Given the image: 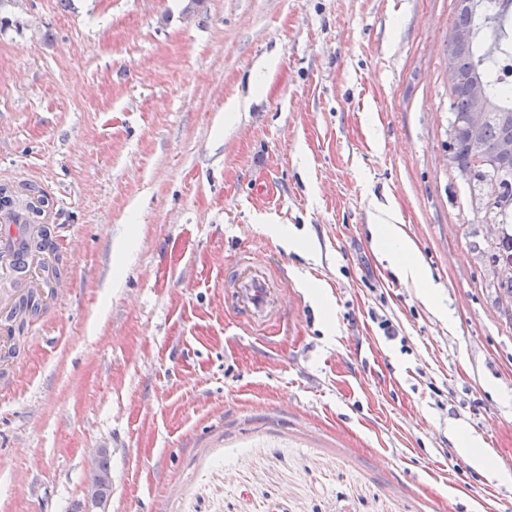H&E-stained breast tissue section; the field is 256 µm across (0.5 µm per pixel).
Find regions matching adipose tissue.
<instances>
[{
    "mask_svg": "<svg viewBox=\"0 0 512 512\" xmlns=\"http://www.w3.org/2000/svg\"><path fill=\"white\" fill-rule=\"evenodd\" d=\"M373 246L391 261L405 282L420 289L429 305H437L438 300L431 290L429 272L416 245L403 231L402 221L396 211L384 213L374 224Z\"/></svg>",
    "mask_w": 512,
    "mask_h": 512,
    "instance_id": "adipose-tissue-1",
    "label": "adipose tissue"
}]
</instances>
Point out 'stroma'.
Wrapping results in <instances>:
<instances>
[{
	"mask_svg": "<svg viewBox=\"0 0 512 512\" xmlns=\"http://www.w3.org/2000/svg\"><path fill=\"white\" fill-rule=\"evenodd\" d=\"M453 21L454 0H0V185L60 228V287L0 378V512H73L99 448L105 512H512V309L448 168ZM387 209L442 311L374 250ZM243 258L284 279L278 322L226 310ZM459 451L466 454L471 463L478 468L496 470L497 462L494 453L489 448H479V443L467 433L457 435Z\"/></svg>",
	"mask_w": 512,
	"mask_h": 512,
	"instance_id": "35a3bbf8",
	"label": "stroma"
}]
</instances>
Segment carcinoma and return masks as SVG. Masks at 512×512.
I'll return each instance as SVG.
<instances>
[{
  "label": "carcinoma",
  "mask_w": 512,
  "mask_h": 512,
  "mask_svg": "<svg viewBox=\"0 0 512 512\" xmlns=\"http://www.w3.org/2000/svg\"><path fill=\"white\" fill-rule=\"evenodd\" d=\"M471 7L456 5L452 30L473 31V42L451 48L448 78L450 114L448 126V167L467 185L472 209L481 222L495 227L487 249L488 259L498 271L499 287L512 303V156L504 157L500 147L512 143V87L500 81V62L512 56V0H473ZM473 79L486 89L487 115L476 128L467 123L473 107L467 84ZM41 294L35 290L21 298L5 321L23 334L26 319L37 313Z\"/></svg>",
  "instance_id": "carcinoma-1"
}]
</instances>
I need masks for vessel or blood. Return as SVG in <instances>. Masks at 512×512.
<instances>
[{
	"label": "vessel or blood",
	"instance_id": "vessel-or-blood-1",
	"mask_svg": "<svg viewBox=\"0 0 512 512\" xmlns=\"http://www.w3.org/2000/svg\"><path fill=\"white\" fill-rule=\"evenodd\" d=\"M41 225L25 222L21 211L0 207V279L33 281L43 254L29 248L28 243L40 235ZM230 296L231 310H245L251 323L264 324L275 318L274 289L269 278L256 271L249 260H241L238 268L224 279Z\"/></svg>",
	"mask_w": 512,
	"mask_h": 512
}]
</instances>
